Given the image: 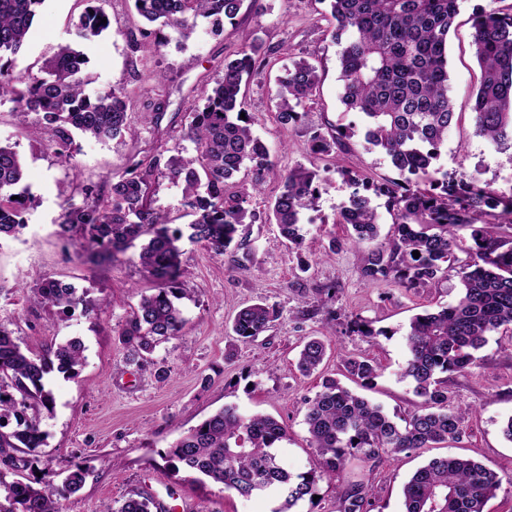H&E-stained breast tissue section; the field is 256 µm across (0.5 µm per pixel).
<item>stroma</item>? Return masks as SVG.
Segmentation results:
<instances>
[{
    "instance_id": "stroma-1",
    "label": "stroma",
    "mask_w": 512,
    "mask_h": 512,
    "mask_svg": "<svg viewBox=\"0 0 512 512\" xmlns=\"http://www.w3.org/2000/svg\"><path fill=\"white\" fill-rule=\"evenodd\" d=\"M100 5L110 27L82 47L88 58L84 91L94 98L123 89L129 133L110 141L76 139V162L70 165L42 139L41 115L18 119L14 103L0 99V144L19 154L32 198L24 234L0 242V321L12 323L21 347L35 354L73 337L85 345L86 361L78 376L50 380L55 408L42 417L47 439L39 453L57 478H64L76 462L89 470L83 488L62 498V512H100L103 504L135 491L161 502L173 499L178 508L190 505L191 512H268L261 499L245 500L223 485L197 482L194 474L172 473L161 452L188 429L234 405L283 422L288 428L281 444L283 464L297 474L311 471L316 452L303 423L304 398L314 396L325 378L340 377L344 357L373 358L382 373L365 396L391 412L412 409L419 399L400 377L408 322L414 314L456 303L463 286L453 272L436 288L368 285L359 276L361 248L348 244L328 250L332 238L346 235L335 222L351 193L343 170L358 173L371 186L396 179L398 173L383 153L364 149L362 120L340 101V47L332 36L335 22L327 0H260L259 7H243L222 34H214L210 21L201 18L188 41L172 38L155 51L137 53L130 41L145 23L133 0H101ZM489 6V0H460L448 36V95L456 121L438 165L449 179L475 176L508 196L512 150L497 149L474 135L473 91L480 71L471 47V18ZM83 9L82 0H43L26 42L12 58L13 73L37 72L60 45L75 42ZM254 33L269 55L266 67L246 86L245 109L273 162L261 192L249 204L254 221L238 228L237 237L248 244L254 265L248 273H232L226 257L184 243L182 281L191 290L182 301L187 323L180 336L156 347L146 369L136 370L116 332L152 287L140 271L139 249L131 247L99 266L83 263L75 247L55 234L61 204L67 198L82 203L87 185L106 188L136 163L148 162L156 150L168 158L192 155L194 145L182 133L189 101L199 94L203 78L221 76L225 56ZM294 54L313 57L322 78L315 96L302 106L299 121L284 125L273 96L276 80L285 76ZM158 111L163 120H155ZM339 125L355 130L349 149L313 153V132L327 135ZM298 165L316 171L321 188L315 208L301 217L303 241L295 247L281 237L277 225L268 223L266 209L281 175ZM46 279L72 284L107 306L89 315L79 308L31 306L32 288ZM330 282L339 286L332 319L317 307L318 287ZM261 302L279 310L278 319L255 339L239 341L232 331L235 315ZM352 315L379 330V337L349 332ZM330 324L336 333L321 370L301 375L295 362L304 339L320 335ZM477 356L476 367L448 377L453 405L467 414L462 439L446 452L473 458L506 479L512 477V443L503 438L501 427L512 416V337L491 336ZM433 454L429 448L385 454L373 463L352 458L336 479L318 481L317 500L300 503L297 512H336L341 491L356 481L372 485L373 512H403V484Z\"/></svg>"
}]
</instances>
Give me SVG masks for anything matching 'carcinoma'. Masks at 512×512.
Here are the masks:
<instances>
[{"mask_svg":"<svg viewBox=\"0 0 512 512\" xmlns=\"http://www.w3.org/2000/svg\"><path fill=\"white\" fill-rule=\"evenodd\" d=\"M75 26L81 42L97 39L109 28L100 0H82ZM244 0H134L138 14L150 24L173 30L182 41L195 32L197 19L213 18L220 25L237 18ZM336 30L353 37L339 52L342 104L361 114L364 148H378L399 172L400 181L378 187L396 211L386 235L380 234L376 211L357 189L359 179L346 172L356 189L336 223L350 230L333 239L332 249L345 244L364 247L359 275L367 283L400 288H436L453 270L463 295L437 312L414 316L405 333L407 359L400 376L410 381L419 405L404 415L358 395L336 379H326L305 401L304 424L309 445L317 453L316 469L293 474L279 459L288 429L272 416L243 414L226 406L181 436L160 454L165 467L186 471L221 484L242 498L264 497L271 512H294L313 500L317 482L333 479L347 459L358 456L376 462L383 453L417 452L460 440L464 411L451 405L443 375L464 372L476 363L475 352L493 334L512 331V196L496 193L476 177L448 182L436 166L456 112L448 96V34L460 0H329ZM43 0H0V98L16 104V116L43 114V137L70 165L77 135L114 140L130 130L127 101L120 90L92 99L84 92L87 59L64 45L39 71L15 76L3 60L24 44ZM472 45L481 70L475 94V135L500 149L512 148V13L491 7L473 18ZM267 49L254 35L224 58L222 76L201 90L188 112L187 136L196 155L162 160L159 152L147 166L134 168L109 184L107 192L86 187V201L61 205L57 235L65 240L80 234L79 247L88 262L113 259L143 238L139 262L153 282L152 293L141 296L118 331L126 359L142 368L157 344L181 334L186 318L181 300L180 256L183 237L222 255L235 245L229 270L245 273L251 251L235 241L239 225L255 218L248 194L230 192L227 181L245 169L259 190L272 169L269 152L247 121L242 86L266 65ZM320 82L318 67L309 59L292 58L275 94L280 121L299 120L300 107ZM353 132L311 136L312 151L329 154ZM168 171L184 182L180 205L196 216L189 234L170 227L168 214L155 209L150 197L152 177ZM23 166L16 151L0 145V240L18 239L26 228L23 214L30 202L23 185ZM282 190L267 205V219L289 243H302L300 216L318 193L316 173L303 166L282 177ZM497 211L488 220L486 209ZM472 229L467 258L456 252L454 229ZM419 252L420 257L413 256ZM35 303L67 309L83 305L85 312L102 308L76 288L52 279L32 290ZM277 317L264 303L241 309L232 329L244 341L264 332ZM81 339L52 343L37 355L21 348L14 330L0 322V512H59L58 498L78 492L88 470L77 462L58 487L48 463L37 449L45 445L41 413L53 408L48 376L79 374L85 356ZM327 352L323 336L303 344L296 363L310 376L322 366ZM347 376L368 388L380 366L368 359L344 360ZM30 457L17 456L19 449ZM41 470V477L21 475ZM503 479L482 464L462 457L435 456L418 468L402 487L404 512H484L501 490ZM372 489L364 483L348 486L338 498L337 512H371ZM102 512H162L148 493L138 492Z\"/></svg>","mask_w":512,"mask_h":512,"instance_id":"1","label":"carcinoma"}]
</instances>
